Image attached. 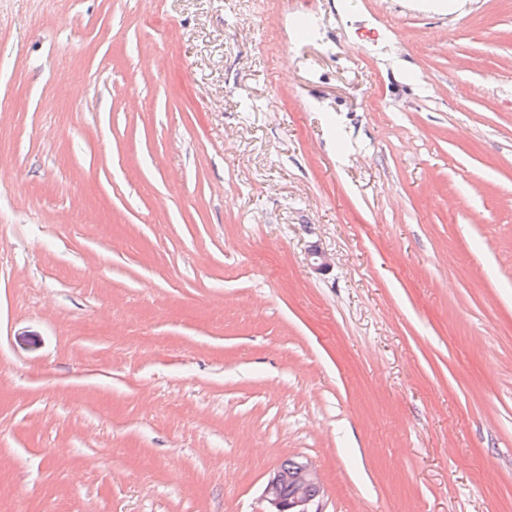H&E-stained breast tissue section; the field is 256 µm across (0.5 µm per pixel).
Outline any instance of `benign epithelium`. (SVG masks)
Here are the masks:
<instances>
[{"instance_id": "obj_1", "label": "benign epithelium", "mask_w": 512, "mask_h": 512, "mask_svg": "<svg viewBox=\"0 0 512 512\" xmlns=\"http://www.w3.org/2000/svg\"><path fill=\"white\" fill-rule=\"evenodd\" d=\"M309 268L318 274L327 272L331 267L328 254L317 244L310 246L307 252ZM296 469L295 484L292 492L284 494L279 471L270 473L265 482L262 497L267 503L266 512H323V485L318 471L308 461H294Z\"/></svg>"}]
</instances>
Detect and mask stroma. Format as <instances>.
I'll return each mask as SVG.
<instances>
[{
  "label": "stroma",
  "instance_id": "1",
  "mask_svg": "<svg viewBox=\"0 0 512 512\" xmlns=\"http://www.w3.org/2000/svg\"><path fill=\"white\" fill-rule=\"evenodd\" d=\"M294 458L512 512V0H0V512Z\"/></svg>",
  "mask_w": 512,
  "mask_h": 512
}]
</instances>
